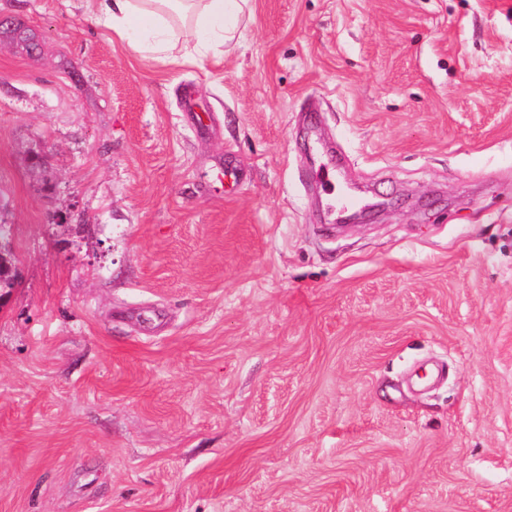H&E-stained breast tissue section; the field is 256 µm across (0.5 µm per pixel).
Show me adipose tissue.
I'll use <instances>...</instances> for the list:
<instances>
[{
    "label": "adipose tissue",
    "instance_id": "ef3b65f1",
    "mask_svg": "<svg viewBox=\"0 0 512 512\" xmlns=\"http://www.w3.org/2000/svg\"><path fill=\"white\" fill-rule=\"evenodd\" d=\"M87 8L138 53L191 57L233 41L252 0H87Z\"/></svg>",
    "mask_w": 512,
    "mask_h": 512
}]
</instances>
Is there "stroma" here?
<instances>
[{
    "instance_id": "obj_1",
    "label": "stroma",
    "mask_w": 512,
    "mask_h": 512,
    "mask_svg": "<svg viewBox=\"0 0 512 512\" xmlns=\"http://www.w3.org/2000/svg\"><path fill=\"white\" fill-rule=\"evenodd\" d=\"M0 224V512H512V0H0ZM96 23L143 55L217 53L232 42L252 0H86ZM143 33H147L144 36Z\"/></svg>"
}]
</instances>
